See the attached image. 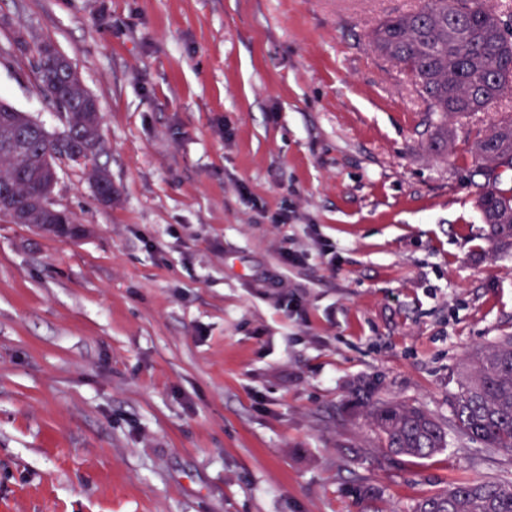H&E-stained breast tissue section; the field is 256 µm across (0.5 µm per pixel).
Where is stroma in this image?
Masks as SVG:
<instances>
[{"mask_svg": "<svg viewBox=\"0 0 512 512\" xmlns=\"http://www.w3.org/2000/svg\"><path fill=\"white\" fill-rule=\"evenodd\" d=\"M419 5L0 0V100L61 130L14 41L52 43L104 146L52 195L83 237L0 218V512H367L358 484L415 512L512 484V452L452 434L393 460L346 409L374 383L447 422L467 355L512 335L469 153L512 98L432 151L369 38Z\"/></svg>", "mask_w": 512, "mask_h": 512, "instance_id": "stroma-1", "label": "stroma"}]
</instances>
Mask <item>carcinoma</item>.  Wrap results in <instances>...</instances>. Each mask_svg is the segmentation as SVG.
<instances>
[{
  "instance_id": "1",
  "label": "carcinoma",
  "mask_w": 512,
  "mask_h": 512,
  "mask_svg": "<svg viewBox=\"0 0 512 512\" xmlns=\"http://www.w3.org/2000/svg\"><path fill=\"white\" fill-rule=\"evenodd\" d=\"M505 11L483 0H425L414 11L378 22L370 32L376 52L411 77L441 119L479 112L512 96V41L504 37ZM39 88L59 112L64 129L49 132L41 123L0 101V196L22 206L29 197L51 198L56 181L48 167L86 161L101 150L99 106L66 73L69 63L43 42L36 49ZM61 144L66 153L45 159V147ZM483 179L476 206L486 224L488 253L512 249V188L498 186L501 169L512 171V116L501 119L471 147ZM350 409L365 416L381 447L400 458L425 459L447 447L455 433L487 448L512 451V336L473 350L461 369L451 418L443 425L424 409L384 400L369 389ZM361 501L383 512L378 491L358 486ZM416 512H512V485L459 481L417 504Z\"/></svg>"
}]
</instances>
